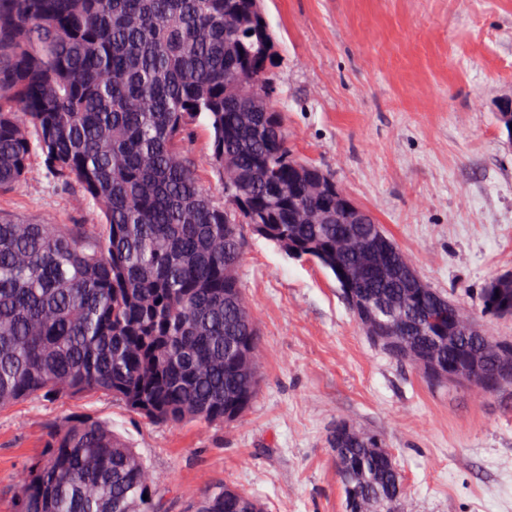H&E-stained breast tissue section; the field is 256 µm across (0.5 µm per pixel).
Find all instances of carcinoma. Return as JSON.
Here are the masks:
<instances>
[{
	"label": "carcinoma",
	"mask_w": 512,
	"mask_h": 512,
	"mask_svg": "<svg viewBox=\"0 0 512 512\" xmlns=\"http://www.w3.org/2000/svg\"><path fill=\"white\" fill-rule=\"evenodd\" d=\"M259 0H0V193L49 180L94 224L0 216V410L110 396L151 422L238 420L257 396L259 334L242 297L244 224L330 271L343 300L402 316L416 367L474 368L512 385V342L410 277L396 243L355 224L335 176L288 145L269 73L279 53ZM204 121L224 185L213 201L186 148ZM481 313L512 316V273ZM18 470L13 512H164L140 454L88 413L48 425ZM345 512H381L402 478L381 439L335 449ZM148 499H143V496ZM190 512H263L228 486Z\"/></svg>",
	"instance_id": "carcinoma-1"
}]
</instances>
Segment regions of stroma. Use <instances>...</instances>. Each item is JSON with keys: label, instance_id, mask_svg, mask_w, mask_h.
<instances>
[{"label": "stroma", "instance_id": "stroma-1", "mask_svg": "<svg viewBox=\"0 0 512 512\" xmlns=\"http://www.w3.org/2000/svg\"><path fill=\"white\" fill-rule=\"evenodd\" d=\"M279 43L272 74L291 148L332 173L382 224L429 288L478 312L512 273V148L496 114L512 102V0H265ZM215 202L224 186L197 124L187 143ZM50 182L0 193V214L87 224ZM239 276L260 332L261 386L229 423L165 426L111 397L29 400L0 411V512L14 472L38 458L48 421H111L161 476L168 512L215 484L264 512H344L329 438L377 435L403 479L395 512H512V393L432 389L373 346L334 277L248 235Z\"/></svg>", "mask_w": 512, "mask_h": 512}]
</instances>
